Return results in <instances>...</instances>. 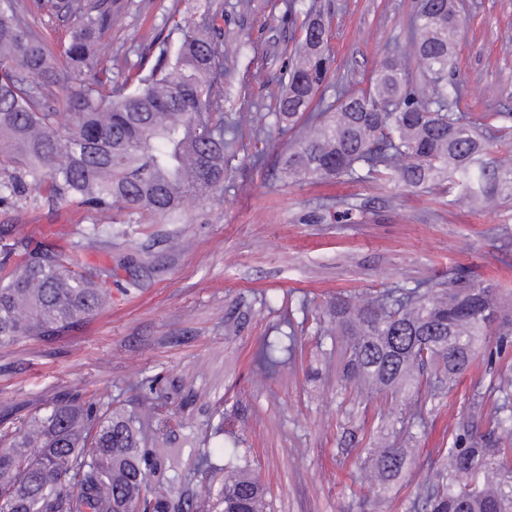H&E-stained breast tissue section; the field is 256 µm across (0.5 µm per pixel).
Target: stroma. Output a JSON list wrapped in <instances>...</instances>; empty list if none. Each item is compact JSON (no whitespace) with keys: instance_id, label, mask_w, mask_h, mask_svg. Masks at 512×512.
I'll return each instance as SVG.
<instances>
[{"instance_id":"1","label":"stroma","mask_w":512,"mask_h":512,"mask_svg":"<svg viewBox=\"0 0 512 512\" xmlns=\"http://www.w3.org/2000/svg\"><path fill=\"white\" fill-rule=\"evenodd\" d=\"M122 27L95 47L99 69L133 66L157 32L178 44V22L198 0H120ZM465 19L456 46L458 110L512 112V0H458ZM416 0H224V126L236 133L224 156V186L186 207L178 224H127L128 239L92 252L112 271V304L71 335L0 347V416L31 413L86 388L103 402L137 409L132 384L164 373V416L206 435L224 409V442L239 448L268 491L267 512H354L351 490L368 488L353 437L360 424L392 442L416 390L366 398L336 390V343L318 335L315 299L352 300L427 283L443 288L461 272L512 291V192L473 200L449 182L408 187L397 180L283 182L276 160L295 143L277 124L274 103L288 80V46L300 42L306 12L330 20L333 77L321 91L367 87L391 53L411 55ZM263 133L268 159L255 163ZM340 206H333V199ZM113 213L78 208L0 206V225L40 237L110 224ZM293 345L288 365L267 376L252 361L264 340ZM512 365V341L477 363L449 396L427 400V427L407 447L418 454L406 475L427 474L426 449L452 445L472 387L502 401L497 383Z\"/></svg>"}]
</instances>
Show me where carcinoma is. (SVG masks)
<instances>
[{
  "instance_id": "1",
  "label": "carcinoma",
  "mask_w": 512,
  "mask_h": 512,
  "mask_svg": "<svg viewBox=\"0 0 512 512\" xmlns=\"http://www.w3.org/2000/svg\"><path fill=\"white\" fill-rule=\"evenodd\" d=\"M68 24L55 65L40 23L22 0H0V202L58 210L131 212L144 224H178L184 206L224 185V14L221 0H201L176 48L156 36L134 71L112 82L93 65L105 32L122 25L116 0H49ZM456 0H419L411 22L416 56L430 76L425 94L407 89L410 58L390 57L367 89L315 102L327 82L329 29L312 19L289 56L288 83L276 120L300 136L281 161L285 179L364 181L388 175L407 186L448 178L471 197L512 185V164L491 165L489 138L455 112L463 85L451 79L461 25ZM507 134L512 112H490ZM126 232L95 225L82 239L17 237L0 227V347L53 339L81 327L112 304L104 271L88 251ZM336 351V379L347 391L396 393L404 386L453 387L474 364L487 337L512 335L496 285L465 275L448 287L396 288L326 310ZM268 342L257 362L280 364ZM141 407L125 412L94 392L76 391L0 424V512H266L265 489L240 465L236 448H196L200 467L222 474L218 485L192 486L179 464L185 449L162 432L155 409L163 378L137 385ZM425 403L405 404L401 429L422 425ZM453 446L439 449L407 512H512V401L487 409L470 402ZM414 449L368 448L363 464L374 497L354 494L357 512H379L381 493L398 485Z\"/></svg>"
}]
</instances>
